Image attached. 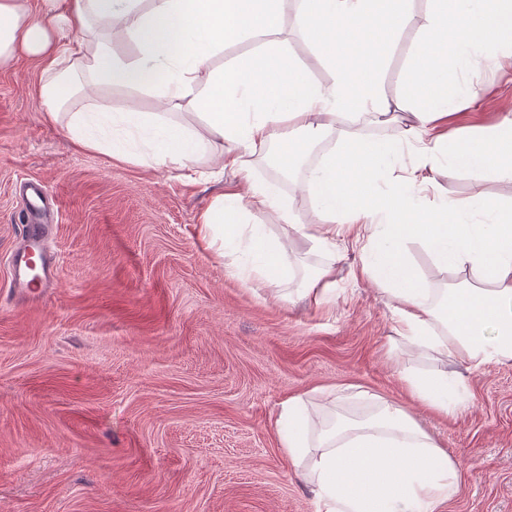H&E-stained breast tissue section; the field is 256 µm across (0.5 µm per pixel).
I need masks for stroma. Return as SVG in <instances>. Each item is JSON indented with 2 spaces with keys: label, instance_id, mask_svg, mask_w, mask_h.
Segmentation results:
<instances>
[{
  "label": "stroma",
  "instance_id": "stroma-1",
  "mask_svg": "<svg viewBox=\"0 0 512 512\" xmlns=\"http://www.w3.org/2000/svg\"><path fill=\"white\" fill-rule=\"evenodd\" d=\"M290 48L320 85L335 76L285 20ZM406 28L384 56L387 96L404 100ZM480 97L440 122L468 135L512 114V65L467 74ZM44 80L21 51L0 66V512H315L303 466L280 447L274 421L302 397L315 424L369 417L384 400L412 416L456 465L445 512H512V361L473 367L419 355L393 330L391 297L360 273L358 252L333 259L313 246L320 217L302 190L304 169L340 133L308 140L279 180L281 143L252 157L250 178L210 175L199 152L184 169L77 149L44 117ZM290 204L307 238L280 286L253 288L196 236L199 215L248 180ZM43 182L55 201L45 247L56 281L19 296L11 259L26 211L20 187ZM512 198V184L440 171L427 200ZM328 271L329 306L301 299ZM445 370L472 395L441 414L417 400L396 366Z\"/></svg>",
  "mask_w": 512,
  "mask_h": 512
}]
</instances>
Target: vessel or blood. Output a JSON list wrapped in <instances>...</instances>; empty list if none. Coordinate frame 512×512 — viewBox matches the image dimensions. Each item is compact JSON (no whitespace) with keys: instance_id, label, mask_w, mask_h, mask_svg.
<instances>
[{"instance_id":"b4317fda","label":"vessel or blood","mask_w":512,"mask_h":512,"mask_svg":"<svg viewBox=\"0 0 512 512\" xmlns=\"http://www.w3.org/2000/svg\"><path fill=\"white\" fill-rule=\"evenodd\" d=\"M28 193L30 220L26 229V248L13 263L15 285L27 297L42 294L49 279L55 275L52 258L43 254L45 227L37 221L43 209L44 189L41 184L33 183Z\"/></svg>"}]
</instances>
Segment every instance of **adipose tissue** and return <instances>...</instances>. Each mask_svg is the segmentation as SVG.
Instances as JSON below:
<instances>
[{"mask_svg":"<svg viewBox=\"0 0 512 512\" xmlns=\"http://www.w3.org/2000/svg\"><path fill=\"white\" fill-rule=\"evenodd\" d=\"M290 1L301 33L327 56L336 75L330 85L307 82L289 52L281 14ZM429 2L421 14L416 0H41L34 14L18 0H0V64L21 49L41 59L52 77L42 92L45 115L65 122L80 148L122 160L135 156L161 169L187 166L207 147L219 170L241 174L247 154L291 132L319 138L347 120L391 112L383 55L405 28L417 27L420 39L404 70L414 121L404 135L418 142L419 160L395 180L401 141L342 138L302 185L326 225L312 241L360 251L363 274L396 302L398 336L476 367L511 361L512 205L479 193L463 204L432 205L420 192L443 169L512 184L511 115L464 140L435 131L478 96L463 72L494 52L512 59V0ZM57 18L73 33L71 43L59 44ZM118 28L137 50L135 64L112 50ZM243 39L255 40L251 54L214 65L225 44ZM116 83L141 87L153 96L155 111H102L96 93ZM77 96L85 107L67 111ZM185 106L199 111V126L170 120ZM271 210L291 218L289 206L253 182L247 196L216 198L200 215L196 235L242 279L277 286L292 272L290 253L251 221L253 212ZM414 245L439 271L458 277L447 315L431 302L429 282L413 264ZM399 374L433 410L445 413L471 398L447 372L427 378L404 367ZM275 429L288 456L308 464L316 512H440L458 489L447 451L386 403L367 419L334 425L314 439L304 401L293 396L283 402Z\"/></svg>","mask_w":512,"mask_h":512,"instance_id":"1","label":"adipose tissue"}]
</instances>
